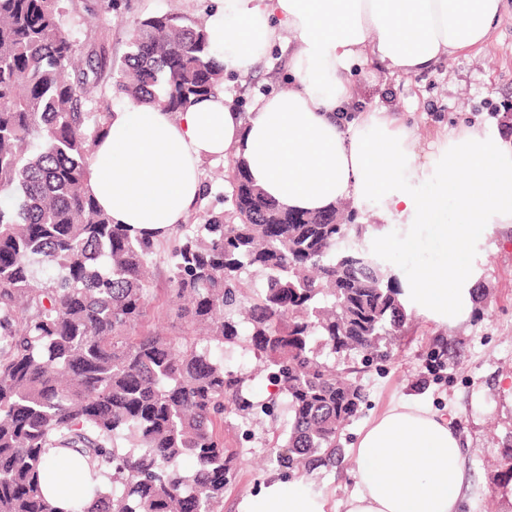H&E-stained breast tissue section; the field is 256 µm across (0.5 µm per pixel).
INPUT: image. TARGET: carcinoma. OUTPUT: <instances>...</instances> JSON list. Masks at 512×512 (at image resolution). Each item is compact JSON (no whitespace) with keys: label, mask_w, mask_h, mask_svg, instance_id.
Wrapping results in <instances>:
<instances>
[{"label":"carcinoma","mask_w":512,"mask_h":512,"mask_svg":"<svg viewBox=\"0 0 512 512\" xmlns=\"http://www.w3.org/2000/svg\"><path fill=\"white\" fill-rule=\"evenodd\" d=\"M66 16L67 0H0V512H61L39 487L52 448L91 477L66 512H221L231 415L286 413L270 462L288 480L335 465L365 400L349 363L391 356L410 318L400 281L365 244L380 225L342 205L284 210L232 159L236 220L177 224L169 237L185 330L136 332L159 241L112 223L86 191L111 118L86 111L90 94L107 74L117 97L176 112L220 89L224 63L202 19L139 20L116 63L86 50ZM231 346L262 362L268 401L248 396Z\"/></svg>","instance_id":"carcinoma-1"}]
</instances>
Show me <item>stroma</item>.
Returning <instances> with one entry per match:
<instances>
[{
	"label": "stroma",
	"instance_id": "stroma-1",
	"mask_svg": "<svg viewBox=\"0 0 512 512\" xmlns=\"http://www.w3.org/2000/svg\"><path fill=\"white\" fill-rule=\"evenodd\" d=\"M211 6V0H121L115 11L110 0L67 2L68 19L81 39L103 40L116 61L128 51L140 18L167 11L198 18ZM353 80L361 108L385 106L412 118L421 149H428L434 129L447 123L482 121L496 129V115L512 113V0H503L492 37L482 47L410 76L357 67ZM291 86L288 56L279 52L248 74L225 73L223 83L243 112L260 92ZM227 167L224 159L203 162L204 190L188 223L201 224L209 215L229 210L231 188L220 180ZM151 271L154 302L144 326L177 335L180 324L165 303L171 277L165 255L156 256ZM473 273L487 293L479 311L452 326L413 317L397 338L390 361L359 366L356 378L366 399L341 435L344 455L336 467L306 478L322 495L325 512H341L354 489V448L361 432L390 405L409 400L442 413L462 441L470 483L461 512H512V491L497 466L512 442V394L505 390L512 383V225H487ZM224 439L240 454L236 474L224 490V512H242L273 473L266 465L269 436L258 420L231 417L224 424Z\"/></svg>",
	"mask_w": 512,
	"mask_h": 512
}]
</instances>
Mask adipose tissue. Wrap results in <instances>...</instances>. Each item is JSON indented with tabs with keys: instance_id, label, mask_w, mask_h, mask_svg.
I'll return each instance as SVG.
<instances>
[{
	"instance_id": "ef3b65f1",
	"label": "adipose tissue",
	"mask_w": 512,
	"mask_h": 512,
	"mask_svg": "<svg viewBox=\"0 0 512 512\" xmlns=\"http://www.w3.org/2000/svg\"><path fill=\"white\" fill-rule=\"evenodd\" d=\"M501 2L214 0L207 32L225 69L249 73L289 33L292 88L256 98L247 115L220 91L176 113L126 105L96 144L88 191L113 223L161 237L184 223L202 191L201 163L212 157L243 160L252 181L287 209L375 203L382 218L431 225L439 241L437 256L405 284L407 309L460 322L477 296L475 243L485 225L512 224V149L482 125L443 126L416 162L414 132L396 111L374 107L349 117L352 72L375 64L411 75L483 46ZM428 171L436 189L410 195L407 185ZM354 454L356 487L344 512H459L467 472L443 415L397 403L361 433ZM84 482L64 452L47 458L40 478L62 510ZM244 512H324V502L304 483L276 479Z\"/></svg>"
}]
</instances>
